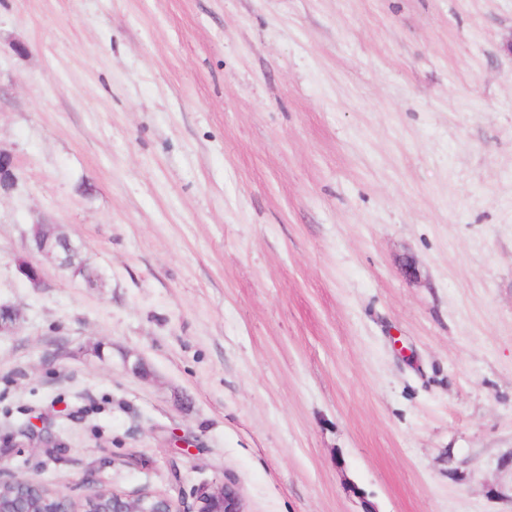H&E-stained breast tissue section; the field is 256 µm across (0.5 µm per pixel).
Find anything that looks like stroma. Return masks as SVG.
Wrapping results in <instances>:
<instances>
[{
	"label": "stroma",
	"mask_w": 512,
	"mask_h": 512,
	"mask_svg": "<svg viewBox=\"0 0 512 512\" xmlns=\"http://www.w3.org/2000/svg\"><path fill=\"white\" fill-rule=\"evenodd\" d=\"M0 149L12 471L512 512V0H0ZM29 240L32 251L67 271L72 279H77L81 265H77L76 261L82 247L72 242L55 224H31Z\"/></svg>",
	"instance_id": "35a3bbf8"
}]
</instances>
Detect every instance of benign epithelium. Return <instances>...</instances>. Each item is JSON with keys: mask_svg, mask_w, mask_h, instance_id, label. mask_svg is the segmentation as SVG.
Returning <instances> with one entry per match:
<instances>
[{"mask_svg": "<svg viewBox=\"0 0 512 512\" xmlns=\"http://www.w3.org/2000/svg\"><path fill=\"white\" fill-rule=\"evenodd\" d=\"M16 182L14 162L11 154L0 149V180ZM30 248L46 261L77 279L81 266L76 264L82 247L75 244L54 224L36 223L30 227ZM19 271L33 288L45 287L41 268L22 259ZM22 320V311L13 306H0V334L8 332ZM37 485V481L12 472L0 458V488L13 486L17 493L10 499L0 497V512H34L25 493V488ZM97 490H92L84 499L77 502L55 491L52 500L40 512H183L176 502L165 494L142 491L135 495L110 492L103 506L92 511L84 503L95 498ZM189 512H245L239 493L229 484L215 482L197 488L194 503Z\"/></svg>", "mask_w": 512, "mask_h": 512, "instance_id": "benign-epithelium-1", "label": "benign epithelium"}]
</instances>
